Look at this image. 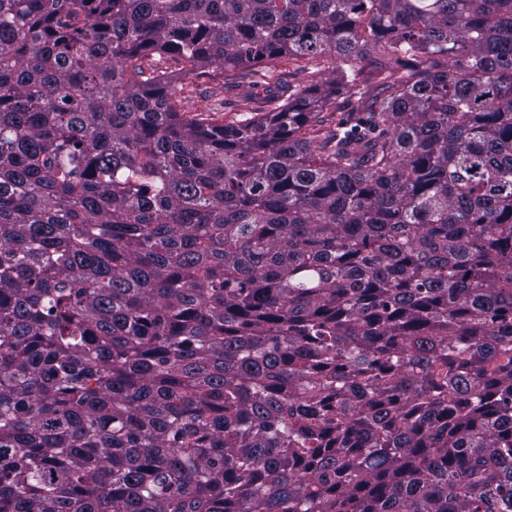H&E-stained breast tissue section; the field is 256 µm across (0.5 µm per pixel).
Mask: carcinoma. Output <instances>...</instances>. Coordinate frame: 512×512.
<instances>
[{
    "label": "carcinoma",
    "mask_w": 512,
    "mask_h": 512,
    "mask_svg": "<svg viewBox=\"0 0 512 512\" xmlns=\"http://www.w3.org/2000/svg\"><path fill=\"white\" fill-rule=\"evenodd\" d=\"M0 512H512V0H0ZM176 85L181 108L187 113H200L203 110L219 108L220 103L225 99L227 107L222 108L224 112H210L224 122L249 117L252 108L259 104L258 97L263 96L261 87L255 89L244 87L224 94L222 88L224 81H215L207 76L187 77Z\"/></svg>",
    "instance_id": "obj_1"
}]
</instances>
